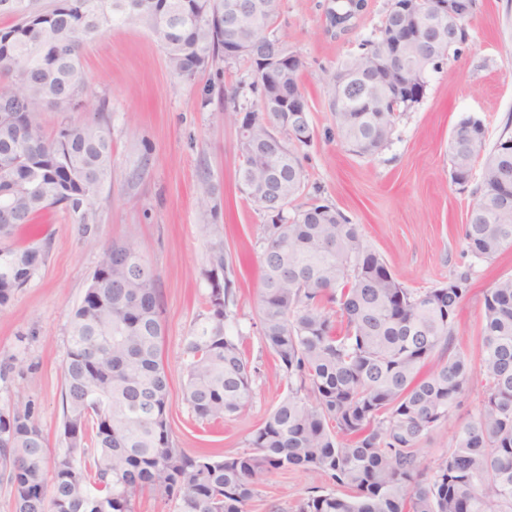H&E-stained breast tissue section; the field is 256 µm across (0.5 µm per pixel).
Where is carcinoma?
<instances>
[{"label":"carcinoma","instance_id":"carcinoma-1","mask_svg":"<svg viewBox=\"0 0 512 512\" xmlns=\"http://www.w3.org/2000/svg\"><path fill=\"white\" fill-rule=\"evenodd\" d=\"M0 0V306L24 287L36 267L34 246L13 243L16 230L64 207L76 224L112 172V135L101 122L43 131L49 107L70 106L92 93L82 50L114 25L147 28L171 73L191 77L234 37L249 33L288 50L271 27L281 0L238 11L229 27L224 0ZM364 0H332L327 17L342 32L357 27ZM468 19L454 36L416 49L408 96L370 81L398 79L384 46L397 20L387 10L374 41L328 75L336 134L359 157L391 142L395 119L420 103L429 73L468 40ZM252 66L260 112H247L251 135L239 143L238 180L268 219L260 256V336L286 382V392L248 439L249 450L219 460L177 447L167 417L169 381L160 361L163 325L157 280L143 277L140 245H107L99 266L112 287L87 288L73 313L62 395L66 451L47 469L44 437L31 409L0 413V482L13 512H134L150 489L178 512H244L272 474L301 468L330 478L339 493L317 490L295 512H512V274L484 294L481 360L474 368L456 345L457 315L470 273L411 290L336 207L312 203L288 211L304 187L298 151L310 139L292 135L310 123L279 108ZM452 183L466 191L475 165L480 181L463 225L472 257L491 261L512 247V209L495 197L512 185V134L489 143L483 123L459 121L448 140ZM207 240L204 275L219 273L222 295L209 292L208 315L187 339L185 396L203 422L230 418L252 394L257 367L227 331L233 302L232 264L224 227H200ZM441 353L429 373L423 368ZM486 382L478 417L429 468L419 443L445 420L475 375Z\"/></svg>","mask_w":512,"mask_h":512}]
</instances>
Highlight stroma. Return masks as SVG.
Wrapping results in <instances>:
<instances>
[{
  "mask_svg": "<svg viewBox=\"0 0 512 512\" xmlns=\"http://www.w3.org/2000/svg\"><path fill=\"white\" fill-rule=\"evenodd\" d=\"M390 0H366L357 27L331 29L329 0H282L274 24L305 68L300 86L310 111L311 139L300 149L305 190L300 203H329L358 224L374 250L407 288L423 290L462 272L471 290L458 315V337L471 365L481 354L484 292L512 273V248L496 259L467 255L462 227L473 202L450 179L448 140L467 116L480 119L489 139L512 129V0H476L469 40L459 55L432 72L421 102L400 114L389 146L372 157L352 154L336 135L327 75L377 36ZM94 94L79 105L43 114L46 133L62 123H108L112 183L93 200L89 226L63 209L47 212L15 238L44 254L31 280L0 307V411L30 407L50 456L65 450L62 392L72 315L105 245L135 238L158 274L164 326L161 362L169 379L168 418L176 445L214 459L246 451L251 433L286 390L259 334V238L266 219L237 181L242 158L234 112L253 107L251 64L216 58L191 79L170 72L149 32L138 26L106 29L82 53ZM215 189L217 209L197 204L203 183ZM224 226V247L234 269L229 329L241 333L260 373L252 396L234 417L202 427L185 399L187 337L207 314L206 242L201 224ZM486 397L475 377L460 405L421 442L424 465L454 444L457 429L477 418ZM314 487L333 490L327 478L299 470L279 472L258 487L246 512H294Z\"/></svg>",
  "mask_w": 512,
  "mask_h": 512,
  "instance_id": "obj_1",
  "label": "stroma"
}]
</instances>
